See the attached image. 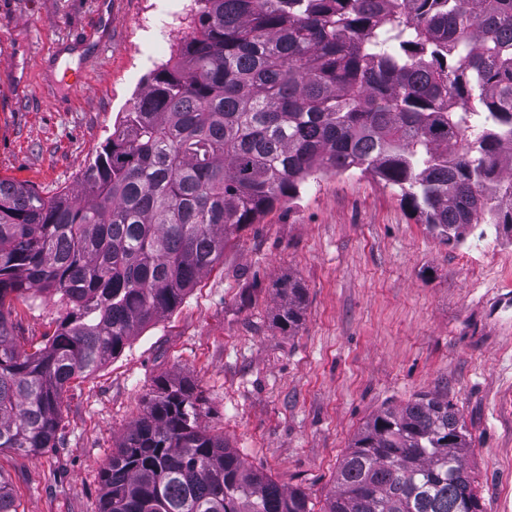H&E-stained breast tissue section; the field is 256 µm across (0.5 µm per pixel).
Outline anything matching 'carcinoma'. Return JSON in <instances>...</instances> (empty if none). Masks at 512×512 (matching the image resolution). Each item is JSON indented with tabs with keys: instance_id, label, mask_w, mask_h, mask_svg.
<instances>
[{
	"instance_id": "carcinoma-1",
	"label": "carcinoma",
	"mask_w": 512,
	"mask_h": 512,
	"mask_svg": "<svg viewBox=\"0 0 512 512\" xmlns=\"http://www.w3.org/2000/svg\"><path fill=\"white\" fill-rule=\"evenodd\" d=\"M76 191L0 177V451L58 446L64 394L174 310L224 259L228 231L298 199L318 172L372 173L441 241L512 229V0H194ZM274 316L295 332L303 288ZM59 316L29 350L12 304ZM163 377L103 469L100 512H311L201 425ZM472 438L432 393L354 436L325 512H482ZM0 512H19L0 473Z\"/></svg>"
}]
</instances>
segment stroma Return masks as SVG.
Returning a JSON list of instances; mask_svg holds the SVG:
<instances>
[{
	"mask_svg": "<svg viewBox=\"0 0 512 512\" xmlns=\"http://www.w3.org/2000/svg\"><path fill=\"white\" fill-rule=\"evenodd\" d=\"M192 0H0V177L75 189L156 64L190 33ZM84 70L79 86L60 81ZM305 289L295 334L277 288ZM57 308L19 299L32 342ZM193 382L202 424L322 512L355 434L421 393L448 397L472 438L483 512H512V237L447 245L378 177L316 174L294 203L230 233L171 313L72 382L57 448L0 452L22 512H99L113 444L160 377Z\"/></svg>",
	"mask_w": 512,
	"mask_h": 512,
	"instance_id": "1",
	"label": "stroma"
}]
</instances>
